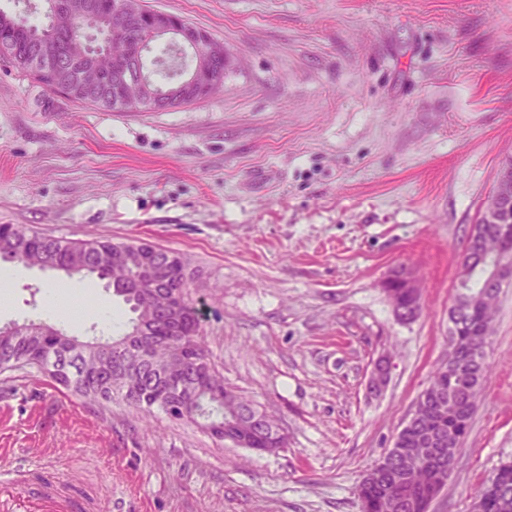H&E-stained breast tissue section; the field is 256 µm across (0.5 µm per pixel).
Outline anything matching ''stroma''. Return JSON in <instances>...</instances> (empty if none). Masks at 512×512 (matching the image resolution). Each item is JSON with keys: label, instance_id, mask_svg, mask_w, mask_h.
Returning a JSON list of instances; mask_svg holds the SVG:
<instances>
[{"label": "stroma", "instance_id": "35a3bbf8", "mask_svg": "<svg viewBox=\"0 0 512 512\" xmlns=\"http://www.w3.org/2000/svg\"><path fill=\"white\" fill-rule=\"evenodd\" d=\"M224 43V89L164 112H104L0 61V224L184 254L208 357L278 419L258 453L190 421L102 405L33 370L0 374V468L54 473L94 512H361L357 487L448 358L472 224L512 158V0H144ZM414 277L398 322L385 283ZM68 281L87 316L48 309ZM112 310L104 327L98 302ZM93 277L0 263V326L120 334ZM389 356L378 393L368 378ZM471 426L429 512H473L512 460V286ZM404 281V274L402 272H394L386 283L385 291L392 304V298H394L399 307L405 312V316H409L408 318L398 320L409 322L414 320L420 313L421 298L418 289H416L415 281L409 278L408 286L411 288H404Z\"/></svg>", "mask_w": 512, "mask_h": 512}]
</instances>
